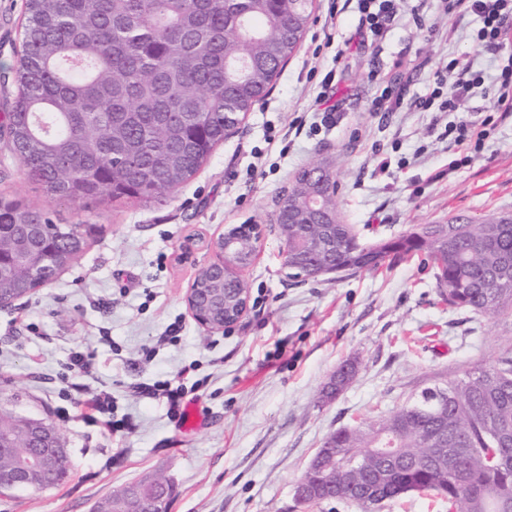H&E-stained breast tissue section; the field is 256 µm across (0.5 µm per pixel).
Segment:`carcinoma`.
<instances>
[{
    "label": "carcinoma",
    "mask_w": 512,
    "mask_h": 512,
    "mask_svg": "<svg viewBox=\"0 0 512 512\" xmlns=\"http://www.w3.org/2000/svg\"><path fill=\"white\" fill-rule=\"evenodd\" d=\"M312 4L291 0H25L21 50L0 74L14 88L0 117L7 144L28 178L52 201L84 206L136 199L155 202L191 180L224 142V114L241 122L272 89L301 47ZM289 195L323 196L324 224L300 212L288 225V254L332 265L336 277L377 271L420 254L436 270L448 306L491 319L512 315V223L456 218L423 224L395 238L359 240L336 201L333 161L323 185L302 182ZM93 228L57 233L49 213L0 196V300L37 286L38 266L52 282L84 249ZM248 289L231 273L219 285ZM19 418L0 413V493L57 487L70 477L63 455L48 471L17 482V464L36 448ZM447 446L453 474L443 478L434 449ZM370 448H395L406 467L365 462ZM336 482L317 499L379 500L434 493L448 512H512V356L466 380L427 388L392 414L336 431Z\"/></svg>",
    "instance_id": "carcinoma-1"
}]
</instances>
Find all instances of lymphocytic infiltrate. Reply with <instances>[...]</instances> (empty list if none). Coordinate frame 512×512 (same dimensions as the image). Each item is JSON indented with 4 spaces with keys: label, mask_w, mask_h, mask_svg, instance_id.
I'll return each instance as SVG.
<instances>
[{
    "label": "lymphocytic infiltrate",
    "mask_w": 512,
    "mask_h": 512,
    "mask_svg": "<svg viewBox=\"0 0 512 512\" xmlns=\"http://www.w3.org/2000/svg\"><path fill=\"white\" fill-rule=\"evenodd\" d=\"M356 2L359 33L370 37L372 43H381L401 14V0ZM437 12L451 20L471 16L478 21L479 26L472 37L474 49L479 55H494L497 60L495 74L484 78L482 72L474 70L472 62L454 58L447 66L436 70L434 87L429 93L410 98L402 90L384 91L373 98L371 111L388 113L409 108L451 113L458 111L464 100L488 93L492 96L493 111L512 112V0H437ZM309 75L319 80L320 91L311 106L317 120L309 124L303 117H294L289 127L298 132L307 125L316 131L336 124L332 96L340 84L338 69H330L322 75L313 69Z\"/></svg>",
    "instance_id": "lymphocytic-infiltrate-1"
}]
</instances>
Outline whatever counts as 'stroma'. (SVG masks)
<instances>
[{"instance_id": "1", "label": "stroma", "mask_w": 512, "mask_h": 512, "mask_svg": "<svg viewBox=\"0 0 512 512\" xmlns=\"http://www.w3.org/2000/svg\"><path fill=\"white\" fill-rule=\"evenodd\" d=\"M331 3L315 0L303 46L270 94L163 203L50 201L0 137V195L47 209L56 222L99 228L55 280L0 308V410L56 427L71 461L65 484L0 494V512H92L113 490L147 476L171 485L168 512H303L294 487L327 436L512 354V316L449 308L419 257L340 279L289 277L274 215L297 171L319 156H332L341 215L365 242L458 215L512 213L511 116L479 158L455 168L463 151L442 139L436 113L404 109L382 119L368 110L387 81L405 78L407 94L422 95L449 59L473 57V19L452 27L436 0H404L402 18L377 48L357 34L350 2L327 28ZM417 11L436 35L419 34ZM23 18L24 0H0V69L17 60ZM473 59L493 73V55ZM333 65L343 77L335 128L302 132L284 156L268 147L266 126L309 112L318 87L308 71ZM372 70L379 80L369 79ZM383 155L409 163L381 174ZM240 224L261 232L256 257L241 272L248 311L232 328L208 332L185 294L196 270L216 259L210 240ZM176 321L180 341L163 343ZM148 346L155 352L147 360ZM74 351L90 357L87 384L111 390L122 432L87 422L85 397L64 378ZM346 362L355 364L354 376L337 396L324 397ZM184 368L197 384L192 431L170 416L165 399L134 391Z\"/></svg>"}]
</instances>
